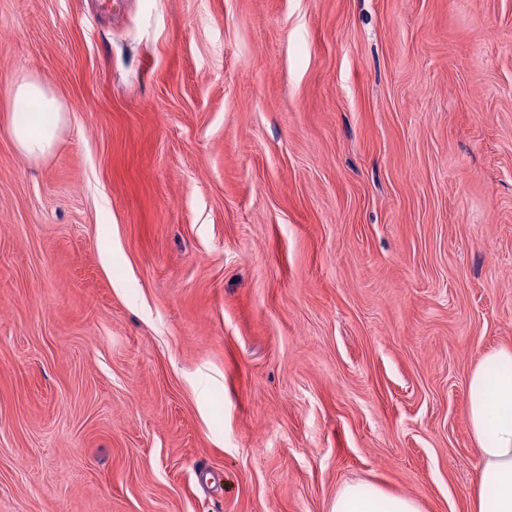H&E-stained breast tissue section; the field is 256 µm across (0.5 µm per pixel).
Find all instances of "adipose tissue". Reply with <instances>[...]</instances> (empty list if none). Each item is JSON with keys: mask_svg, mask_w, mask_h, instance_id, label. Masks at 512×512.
Returning a JSON list of instances; mask_svg holds the SVG:
<instances>
[{"mask_svg": "<svg viewBox=\"0 0 512 512\" xmlns=\"http://www.w3.org/2000/svg\"><path fill=\"white\" fill-rule=\"evenodd\" d=\"M11 132L32 158L49 154L62 114L57 100L33 79L13 83ZM467 422L476 445L472 512H512V346L484 354L468 380ZM331 512H423L420 501L392 495L367 481L336 491Z\"/></svg>", "mask_w": 512, "mask_h": 512, "instance_id": "ef3b65f1", "label": "adipose tissue"}]
</instances>
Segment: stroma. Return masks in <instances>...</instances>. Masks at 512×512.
<instances>
[{"instance_id":"obj_1","label":"stroma","mask_w":512,"mask_h":512,"mask_svg":"<svg viewBox=\"0 0 512 512\" xmlns=\"http://www.w3.org/2000/svg\"><path fill=\"white\" fill-rule=\"evenodd\" d=\"M120 2L0 0V512H471L512 0ZM11 132L20 150L31 158H40L53 149L62 112L57 100L34 79L14 82L10 88ZM35 105L41 112H23ZM331 512H423L420 501L392 495L367 481H350L336 491Z\"/></svg>"}]
</instances>
